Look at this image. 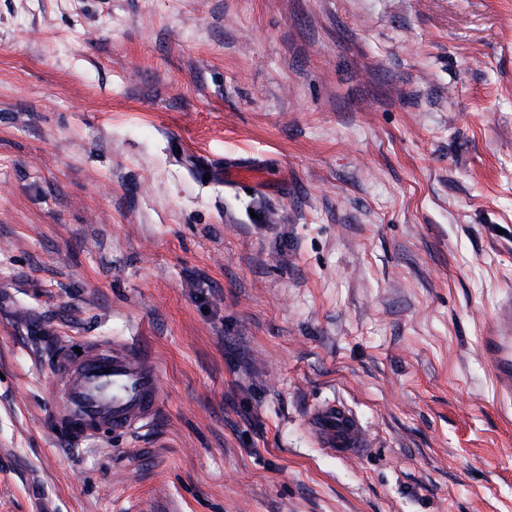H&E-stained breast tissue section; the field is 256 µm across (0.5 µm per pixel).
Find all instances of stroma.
<instances>
[{
    "label": "stroma",
    "instance_id": "1",
    "mask_svg": "<svg viewBox=\"0 0 512 512\" xmlns=\"http://www.w3.org/2000/svg\"><path fill=\"white\" fill-rule=\"evenodd\" d=\"M508 290L512 0H0V512H512ZM56 336L155 424L59 438ZM269 178L265 167L256 163L251 158L227 159L224 163V182L237 184L250 182L254 185H261ZM482 350L495 370L501 391L512 396V295L501 299L494 324L488 336L482 337ZM307 425L318 448L328 454L358 459L370 447L360 416L344 403L328 401L316 405Z\"/></svg>",
    "mask_w": 512,
    "mask_h": 512
}]
</instances>
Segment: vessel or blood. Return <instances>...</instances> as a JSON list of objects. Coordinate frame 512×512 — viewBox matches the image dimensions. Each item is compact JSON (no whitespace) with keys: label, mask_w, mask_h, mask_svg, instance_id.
<instances>
[{"label":"vessel or blood","mask_w":512,"mask_h":512,"mask_svg":"<svg viewBox=\"0 0 512 512\" xmlns=\"http://www.w3.org/2000/svg\"><path fill=\"white\" fill-rule=\"evenodd\" d=\"M268 178L266 168L249 158L230 159L224 165V180L230 184L260 185ZM482 350L501 390L512 396V295L501 299ZM56 377L64 404L50 423L72 446L84 445L104 431L116 436L134 433L153 423L160 412V369L152 351L137 341L92 343L78 359L59 357ZM307 425L318 448L328 454L358 459L367 452L362 420L344 403L316 405Z\"/></svg>","instance_id":"obj_1"}]
</instances>
